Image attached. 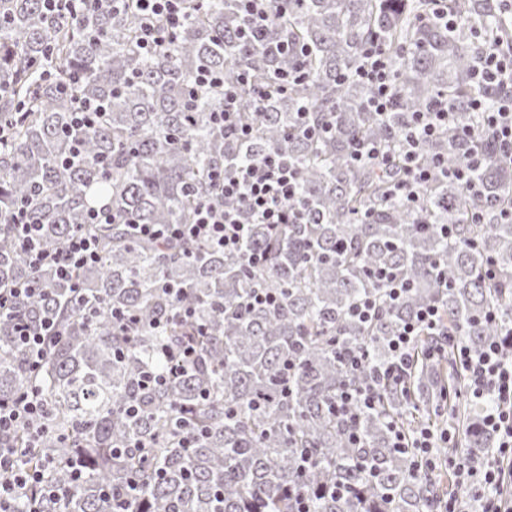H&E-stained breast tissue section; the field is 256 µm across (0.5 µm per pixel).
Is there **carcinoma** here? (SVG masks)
I'll return each instance as SVG.
<instances>
[{
  "instance_id": "1",
  "label": "carcinoma",
  "mask_w": 512,
  "mask_h": 512,
  "mask_svg": "<svg viewBox=\"0 0 512 512\" xmlns=\"http://www.w3.org/2000/svg\"><path fill=\"white\" fill-rule=\"evenodd\" d=\"M423 2L295 0L246 41L234 0H186L192 19L177 46L146 57L135 44L133 0H105L103 9L76 17L48 14L43 0H0V130L10 141L0 149V215L31 198L30 216L44 225L47 245L92 227L101 239L98 261L67 283L32 267L0 220V289L26 280L40 287L0 314V400L39 385L44 416L31 431H40V442L19 462L52 461L48 481L68 489L43 512H295L296 492L311 496V512H429L447 487L390 447L391 420L412 428L446 415L461 435L459 454L481 460L495 448L479 407L442 397L445 386H463L456 367L434 391L423 356L409 391L381 389L376 408L361 418L359 442L332 414L336 393L388 361L398 324L423 305L439 304L448 331L473 351L512 327V222L501 217L512 208V168L487 161L475 172L478 197L440 177L411 209L388 195L390 169L348 161L355 139L400 145L412 113L440 93L460 123L478 120L469 111L477 94L470 75L482 46L467 30L415 22ZM454 2L474 24L495 27L497 0ZM375 38L388 46L396 75L395 107L384 118L367 107L371 88L353 78ZM284 41L307 45L311 55L278 49ZM302 64L305 81L272 91L277 75ZM208 69L224 72L230 85L249 77L239 87L248 141L212 124L224 89H196V76ZM73 95L106 101V114L73 129ZM304 103L311 106L306 122L328 132L300 136ZM78 143L83 161L62 165ZM271 152L300 169L307 210L276 230L251 225L247 249L264 254L260 266L204 243L155 244L130 233L132 224H188L204 198L236 205L208 173ZM467 152L454 128L422 147L425 161L450 165ZM94 206L108 208L110 223H86ZM474 210L482 223H469ZM442 224L453 225L452 237L441 234ZM380 267L395 269L409 291L373 325L357 324L348 311L382 294ZM171 286L186 289L191 319L175 317L177 301L165 294ZM254 288L275 294L277 306H249ZM114 310L140 320L134 335L120 333ZM46 314L57 315L62 336L33 370L15 325ZM157 321L167 326L162 335ZM188 340L199 351L195 371L162 391L142 389V371L166 367L162 347ZM351 351L369 352L356 375L346 367ZM287 360L296 364L288 375ZM131 404L141 408L135 417L126 412ZM304 452L314 459L307 469ZM77 459L75 482L70 463ZM132 484L140 487L135 496L127 494ZM336 484L346 495L326 493Z\"/></svg>"
}]
</instances>
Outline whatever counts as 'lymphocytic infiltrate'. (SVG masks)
Segmentation results:
<instances>
[{
	"label": "lymphocytic infiltrate",
	"instance_id": "1",
	"mask_svg": "<svg viewBox=\"0 0 512 512\" xmlns=\"http://www.w3.org/2000/svg\"><path fill=\"white\" fill-rule=\"evenodd\" d=\"M141 24L136 40L145 53L177 44L188 17L183 0H136ZM363 63L356 70V78L372 89L369 106L378 115H386L395 105L396 84L388 51L383 43L373 39L363 48ZM471 80L493 97V107L482 100L471 103L473 110L484 112V123L479 128L457 125L456 112L447 96L432 100L423 111L417 112L405 136L399 153H392L382 143L354 141L349 159L354 163H369L380 167L397 165L398 174L390 184V194L402 198L409 207H418L420 190L441 175L456 180L468 193L479 195L480 187L472 174L488 159L512 167V38L490 36L471 72ZM196 86L206 91L215 87L224 89V109L213 113L212 123L231 134L248 137L250 129L241 121L239 97L235 86L225 84L218 71L198 74ZM458 131L471 146L466 159L448 167L442 162L425 163L417 152L420 141L430 139L449 125ZM212 181L221 183L225 198L240 202L250 214L242 221L238 209L226 208L203 200L195 209L189 224H135L134 236L154 241L193 243L203 241L211 248L226 254H245L252 265L262 264L258 252H245L250 224L278 226L294 222L303 210L299 195V172L278 156L270 154L261 161L234 174L211 173ZM29 203H19L10 214L14 233L26 249L31 266H48L64 281L74 280L77 272L98 260L99 243L94 234L84 232L72 236L61 247L50 248L42 242V227L29 217ZM385 286L384 300L370 297L358 301L351 311L354 319L368 323L379 316L384 302L396 301L407 289L406 281L397 273L382 269L376 274ZM61 334L56 318L44 317L37 324L24 321L15 327V341L26 352L32 365H40L47 351ZM447 336L448 318L436 304L420 308L404 322L389 342L391 360L377 367L368 384L343 388L336 397V414L344 421L350 437H357L362 415L373 410L379 400L381 386H406L419 357L417 342L420 336ZM455 362L465 381L468 401L485 406L483 424L496 439L494 451L484 460L455 458L451 472L456 484L475 488L479 502L478 512H512V505L503 497L504 487H512V356H505L503 345L493 341L481 351L472 352L461 340L451 342ZM169 369L161 374L144 371L142 384L150 389H163L186 374L195 364L197 348L186 343L166 349ZM43 414L39 394L35 388L19 392L12 399L0 402V435L7 437L20 428L33 425ZM447 432L429 426L420 427L414 434H405L399 426L391 428V445L414 458L418 470L435 471L439 466L437 449L448 441ZM17 449L0 448V512H14L13 504L21 496H28L29 512H39L43 500L58 496L59 491L48 483L46 465L33 468L19 466ZM40 493L29 496L31 488Z\"/></svg>",
	"mask_w": 512,
	"mask_h": 512
}]
</instances>
